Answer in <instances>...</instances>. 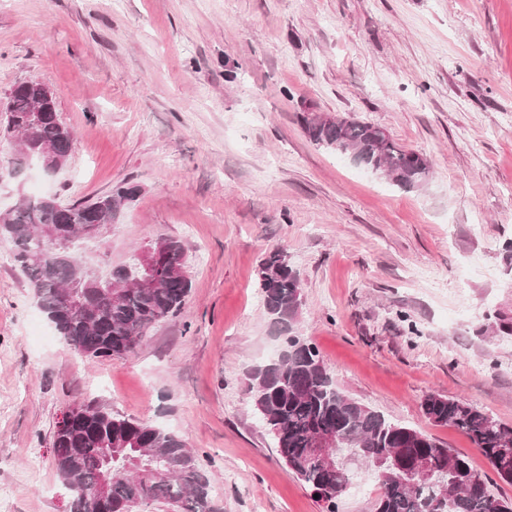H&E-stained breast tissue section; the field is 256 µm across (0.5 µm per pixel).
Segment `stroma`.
<instances>
[{"mask_svg": "<svg viewBox=\"0 0 512 512\" xmlns=\"http://www.w3.org/2000/svg\"><path fill=\"white\" fill-rule=\"evenodd\" d=\"M53 92L74 134L47 175L4 135L12 87ZM425 155L403 190L310 142L303 105ZM138 187L79 242L103 276L183 242L192 289L129 355L90 362L0 261V490L10 512H71L53 465L62 413L93 402L182 436L216 512H325L279 459L247 388L279 349L257 288L267 252L300 277L301 334L354 400L465 455L425 419L435 393L512 427V0H0V211L20 195Z\"/></svg>", "mask_w": 512, "mask_h": 512, "instance_id": "stroma-1", "label": "stroma"}]
</instances>
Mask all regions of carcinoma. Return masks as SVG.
<instances>
[{
    "mask_svg": "<svg viewBox=\"0 0 512 512\" xmlns=\"http://www.w3.org/2000/svg\"><path fill=\"white\" fill-rule=\"evenodd\" d=\"M8 129L20 135L17 161L32 158L55 167L44 153L52 146L67 162L73 134L58 117L56 100L36 81L16 84L9 93ZM300 123L309 140L337 154L358 153L365 166L375 167L401 188H417L431 172L429 159L396 144L382 127L352 116L317 120L302 112ZM138 188L120 186L91 203L64 205L51 196H24L0 218V240L11 245L14 261L33 289L37 304L65 342L89 361L128 355L148 330L176 315L192 284L186 272V248L164 238L166 259L157 269L160 288H140V255L103 278L88 273V261L74 248L84 224H101L105 214L117 218L135 200ZM44 224H61L70 237V262L58 261L54 243L40 237ZM123 282L112 294L114 280ZM258 291L263 306L293 353L256 366L248 393L261 425L281 461L336 512L337 501L358 462L382 488L374 512H512V500L492 496L469 460L434 437L395 423L336 389L318 351L301 336V281L279 248L261 263ZM84 298L94 309L92 320L70 307L68 297ZM433 424L465 434L498 478L512 484V428L485 411L458 400L431 394L421 404ZM334 431L340 437L329 450L326 466L309 450L313 435ZM53 464L62 484L73 494L72 512H132L145 501L175 502L179 512H214L211 479L192 449L176 433L147 422L114 416L88 404L85 412L57 426ZM426 459L433 473L413 485L405 466ZM111 472L108 501L101 505L95 490L101 475Z\"/></svg>",
    "mask_w": 512,
    "mask_h": 512,
    "instance_id": "carcinoma-1",
    "label": "carcinoma"
}]
</instances>
